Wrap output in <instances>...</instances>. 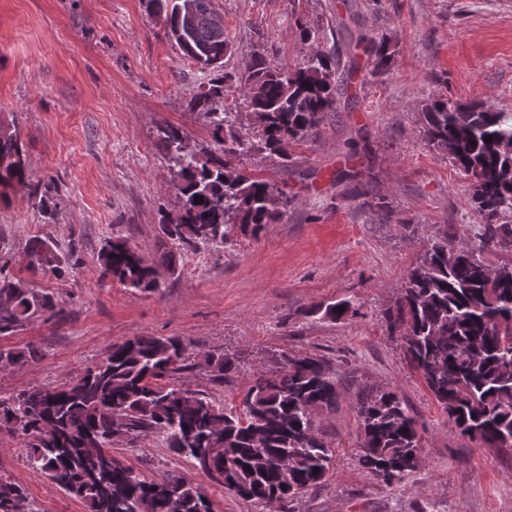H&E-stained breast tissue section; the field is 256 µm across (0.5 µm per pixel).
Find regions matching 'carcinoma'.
<instances>
[{
	"instance_id": "1",
	"label": "carcinoma",
	"mask_w": 512,
	"mask_h": 512,
	"mask_svg": "<svg viewBox=\"0 0 512 512\" xmlns=\"http://www.w3.org/2000/svg\"><path fill=\"white\" fill-rule=\"evenodd\" d=\"M183 55L209 72L188 103L203 116L216 147L190 152L180 129H159L157 147L176 159L172 181L178 208L161 215L160 246L216 250L234 229L254 233L283 214L294 196L234 161L254 149L239 134L224 104L231 75L228 43L214 0H148ZM376 67L387 45L359 37ZM339 60L316 50L290 70L256 51L239 79L255 115L264 149L288 159L284 145L315 133L336 111ZM428 145L444 152L471 189L480 217L479 250L512 253V113L481 102L433 98L422 112ZM490 136L493 141L485 140ZM30 163L17 134L0 125V188L22 184ZM448 226L410 270L402 297L386 313L400 334L405 357L424 379L449 423L461 434L503 448L512 436V265L490 267L473 250L448 246ZM29 264L59 272L58 257L36 239ZM101 276L132 292L158 288L157 265L122 237L98 255ZM53 308L45 293L21 282L0 285V333ZM354 312L341 300L310 316L336 321ZM35 350L0 349V367H16ZM179 337H142L114 344L82 375L53 390L29 389L0 398V431L27 438L30 466L74 495L87 512H209L201 486L185 477L146 481L112 457V444L155 435L190 466L239 497L271 507L290 505L316 487L330 469L332 449L315 425L316 411L336 400L327 361L284 355L278 370L257 377L239 404L224 407L203 393L170 383L195 368L214 380L234 365L224 352L191 360ZM359 463L385 483L402 482L422 462L417 419L394 391L378 389L359 404ZM23 489L0 478V512H19Z\"/></svg>"
}]
</instances>
